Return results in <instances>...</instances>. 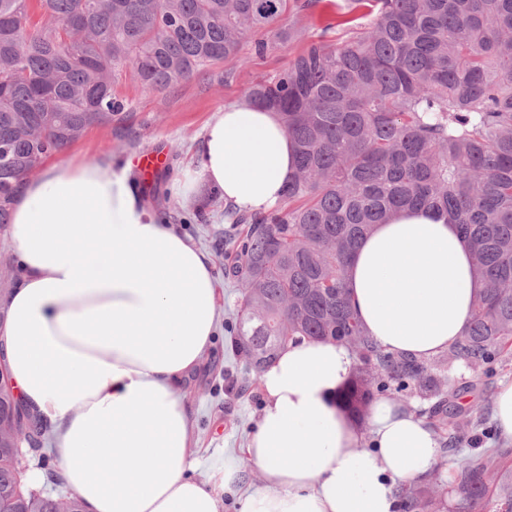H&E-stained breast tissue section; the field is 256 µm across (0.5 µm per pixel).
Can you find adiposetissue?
Instances as JSON below:
<instances>
[{
	"label": "adipose tissue",
	"mask_w": 512,
	"mask_h": 512,
	"mask_svg": "<svg viewBox=\"0 0 512 512\" xmlns=\"http://www.w3.org/2000/svg\"><path fill=\"white\" fill-rule=\"evenodd\" d=\"M195 182L234 208L277 205L295 147L275 110L241 98L213 112L194 153ZM133 157L66 158L17 192L10 232L22 274L0 297V363L46 426L58 470L84 512H401L403 483L441 458L430 428L380 399L366 420L340 402L356 367L348 345L302 341L260 376L264 407L239 470L190 477L199 453L184 385L221 320L210 255L149 210ZM370 338L430 359L466 330L481 283L457 225L405 209L374 225L347 266Z\"/></svg>",
	"instance_id": "ef3b65f1"
}]
</instances>
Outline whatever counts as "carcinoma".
Here are the masks:
<instances>
[{
    "instance_id": "carcinoma-1",
    "label": "carcinoma",
    "mask_w": 512,
    "mask_h": 512,
    "mask_svg": "<svg viewBox=\"0 0 512 512\" xmlns=\"http://www.w3.org/2000/svg\"><path fill=\"white\" fill-rule=\"evenodd\" d=\"M0 0V224L43 160L124 111L127 75L171 89L217 62L240 60L245 33L258 51L304 37L282 22L288 0ZM351 36L309 40L288 68L245 98L277 111L295 144L282 201L237 226L225 269L241 284L235 348L262 372L304 339L347 344L359 365L342 394L362 420L377 394L438 399L421 411L454 445L486 418L450 404L448 362L479 367L512 358V0H350ZM422 208L458 224L483 288L445 357L396 356L370 339L351 304L346 267L375 224ZM46 429L0 371V501L9 512H81L26 486L28 448L48 458ZM504 451L463 460L458 512H512ZM404 512H443L433 477L402 488Z\"/></svg>"
}]
</instances>
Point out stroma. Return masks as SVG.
Listing matches in <instances>:
<instances>
[{"mask_svg": "<svg viewBox=\"0 0 512 512\" xmlns=\"http://www.w3.org/2000/svg\"><path fill=\"white\" fill-rule=\"evenodd\" d=\"M347 0H320L301 16L285 14V22H299L306 36L317 37L323 28H330L331 38H345L346 31L335 24L345 11ZM256 33L245 35L239 63H220L171 90L148 91L125 78L115 86V93L125 100L127 115L123 122L109 127H94L70 144L69 157L98 158L109 154L140 155L155 147H164L167 166L155 181L165 203L163 210L169 221L183 235L207 251L214 264V275L221 288L220 304L227 321L233 320L241 305L238 283L224 276L236 249L226 238L229 224L224 218L223 200L213 199L211 191L200 189L192 203L180 202L170 189L175 173L193 169L194 146L202 136L212 113L224 103L243 97L253 82L287 68L301 49V42L256 54ZM235 335L226 324L217 332L210 357L186 382L188 401L195 414L196 431L203 452L196 471L205 479L231 462L234 449L243 447L262 411L260 387L239 392L237 382L246 373L244 360L236 353ZM512 379V362L492 363L474 368L462 361L448 369V383L460 392L463 408L478 407L492 413L501 382Z\"/></svg>", "mask_w": 512, "mask_h": 512, "instance_id": "35a3bbf8", "label": "stroma"}]
</instances>
